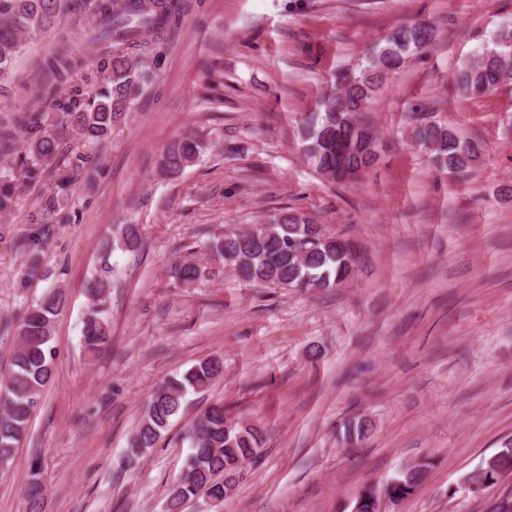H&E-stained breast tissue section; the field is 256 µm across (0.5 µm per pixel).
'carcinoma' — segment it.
Masks as SVG:
<instances>
[{
  "mask_svg": "<svg viewBox=\"0 0 512 512\" xmlns=\"http://www.w3.org/2000/svg\"><path fill=\"white\" fill-rule=\"evenodd\" d=\"M174 0H0V78L8 75L28 36L51 29L62 16L79 17L91 40L112 46L109 72L103 86L87 95L62 101L60 86L73 78L78 62L62 43L48 57L39 80L28 89L25 105L12 110L0 107V157L12 158L30 182H38L58 168L59 143L43 131L44 114H59L62 126L80 138L102 143L112 134L134 102L140 86L150 79L147 51L154 38L170 23ZM432 29L426 23L400 26L375 46L364 69L345 76L337 91L328 95L320 110L304 115L299 137L304 156L316 172L336 173L342 165L354 176L372 165L380 147L378 131L362 120L363 105L386 75L400 69L415 50L430 43ZM132 45L137 54L122 46ZM512 78V28L498 34L494 45L481 49L453 76L456 90L480 96L496 90ZM417 146L430 153L433 167L463 176L479 164L482 143L461 137L446 124L432 121L418 111L410 115ZM206 145L187 133L171 142L159 162L165 174H178L193 165ZM16 186L10 168L0 167V214L14 206ZM51 205L31 215V229L21 245L35 253L50 233ZM142 244L138 225L121 224L116 245L134 252ZM204 249L213 260L232 269L248 282L269 283L281 288H333L349 279L357 261V248L349 240L330 235L307 217L285 210L261 224L233 226L209 238ZM205 273V267L185 261L174 268V279L189 285ZM110 282L100 273L89 284L91 305L82 321L86 352L97 353L111 338L106 317ZM65 294L51 288L30 307L18 326L19 340L10 360V371L0 383V457L14 456L25 435L32 412L52 375L55 351L51 345L56 318L64 308ZM224 372L217 358L198 362L181 375L163 379L145 405L144 415L128 442V464L156 447L187 403V396L209 389ZM374 425L361 416L348 421L347 436L371 437ZM190 445L185 473L170 487L165 512H181L182 504L204 492L210 498L224 497L221 480L238 481L243 462L257 457L264 433L253 423L228 418L224 405L214 404L186 428ZM495 469L512 473V442L492 456ZM427 464L406 467L385 490L369 487L355 500L358 512H378L380 493L402 500L419 487ZM24 495L30 512H36L47 491L43 464L34 457L29 466Z\"/></svg>",
  "mask_w": 512,
  "mask_h": 512,
  "instance_id": "cac0c4a2",
  "label": "carcinoma"
}]
</instances>
